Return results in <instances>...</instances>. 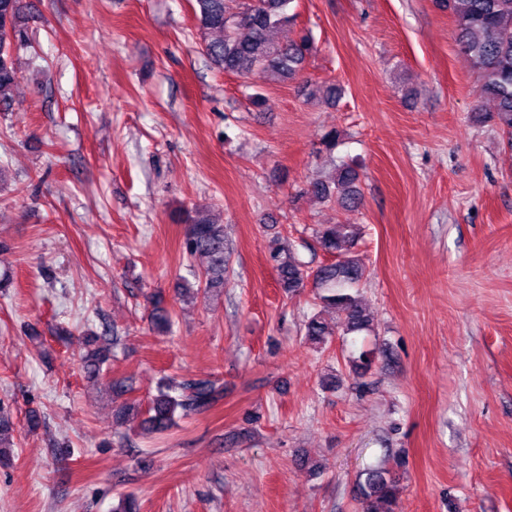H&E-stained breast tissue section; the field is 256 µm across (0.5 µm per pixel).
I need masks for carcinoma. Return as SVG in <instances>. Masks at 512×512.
Returning <instances> with one entry per match:
<instances>
[{
  "label": "carcinoma",
  "instance_id": "carcinoma-1",
  "mask_svg": "<svg viewBox=\"0 0 512 512\" xmlns=\"http://www.w3.org/2000/svg\"><path fill=\"white\" fill-rule=\"evenodd\" d=\"M21 0H0V105L9 104V91L18 83L19 72L14 53L28 40L27 27L21 21ZM295 0H195L192 5L196 29L202 42L201 51L209 63L229 74L254 77L262 83L291 80L304 69L312 49L310 37L280 43L272 38L274 30L296 24L297 13L291 10ZM438 7L448 10L456 26L459 49L468 54L480 77L483 96L492 101V118L512 137V0H438ZM313 96L334 102L339 90L334 84L303 83ZM358 172L351 166L336 168L333 183L314 180L306 193L322 201H333L354 208L361 201L357 187ZM360 236L355 224H329L317 231L322 250L335 261L308 270L274 239L269 258L284 290L293 293L308 279L327 291L320 301L340 314L339 327L346 334L359 333L372 324L370 311L350 290L359 286L366 267L353 248ZM184 249L188 256L208 258L198 290L205 294L224 288L227 241L224 225L204 218H193L185 230ZM305 336L315 344H326L334 334L318 314L307 318ZM85 362L98 370L110 359L111 350L99 336L85 340ZM222 388L214 379L162 378L156 394L149 397L143 419L145 429L163 434L176 423V415L205 411L222 398ZM14 446V427L0 416V458L10 460ZM399 489L383 470L368 474L361 490V512H395Z\"/></svg>",
  "mask_w": 512,
  "mask_h": 512
}]
</instances>
